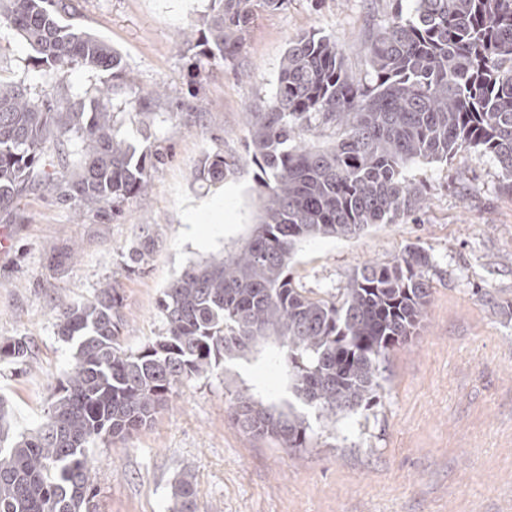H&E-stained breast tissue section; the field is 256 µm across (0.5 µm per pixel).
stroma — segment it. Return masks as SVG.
Instances as JSON below:
<instances>
[{
  "label": "stroma",
  "instance_id": "stroma-1",
  "mask_svg": "<svg viewBox=\"0 0 512 512\" xmlns=\"http://www.w3.org/2000/svg\"><path fill=\"white\" fill-rule=\"evenodd\" d=\"M68 21L119 52L141 94L161 91L144 116L121 114L117 135L165 156L153 187L120 216L75 217L49 196H31L8 225L0 251V342L35 343L26 371L0 360V397L13 427L43 420L51 389L75 347L57 334L61 304L90 299L100 283L116 288L122 342L137 350L164 331L156 303L191 261L240 245L259 216L261 175L247 148L246 114L268 101L284 54L315 32L336 41L347 64L366 72L358 46L384 21L392 0H288L258 11L233 62L195 68L182 34L201 27L211 0H73ZM35 54L0 20V78L37 74ZM234 167L223 181L200 180L206 156ZM424 188L419 219L379 224L357 239L302 242L291 266L298 287L329 298L364 265L412 245L432 258L423 322L380 368L370 406L328 423L301 407L308 447L258 441L227 416L231 394L287 407L293 395L279 347L224 362L175 390L154 424L95 460L99 512H170L180 472L195 479L198 512H512V192L495 160L462 151L445 163L410 166ZM224 210V232L187 236V203ZM159 245L142 269L128 253L142 225Z\"/></svg>",
  "mask_w": 512,
  "mask_h": 512
}]
</instances>
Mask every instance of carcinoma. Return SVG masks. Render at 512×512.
<instances>
[{
	"label": "carcinoma",
	"mask_w": 512,
	"mask_h": 512,
	"mask_svg": "<svg viewBox=\"0 0 512 512\" xmlns=\"http://www.w3.org/2000/svg\"><path fill=\"white\" fill-rule=\"evenodd\" d=\"M195 44L199 65L232 61L257 10L288 0H217ZM72 0H0V19L39 56L44 76L71 68L112 71V84L88 101H49L21 78L0 79V223L18 205L51 196L79 211L112 213L151 187L161 156L115 133V97L129 114L148 107L122 57L94 34L62 22ZM361 76L326 36H303L283 58L270 100L248 113L262 177L261 215L233 250L192 263L162 292L165 332L132 351L120 340V298L112 283L62 307L58 335L76 345L57 378L37 430L14 436L0 399V512H98L90 448L151 426L174 390L274 339L291 390L328 422L376 397L380 363L408 342L430 297L431 261L421 247L355 272L340 297L308 295L290 264L298 245L354 239L375 224L418 214L423 190L405 176L417 162H446L463 150L496 160L512 192V0H413L396 4L360 46ZM335 129L339 138L310 146L305 134ZM232 161L207 156L200 177L222 181ZM145 228L130 260L156 250ZM25 337L0 343V359L27 364ZM229 417L244 433L285 448H306L304 416L238 393ZM171 512H197L194 476L172 485Z\"/></svg>",
	"instance_id": "1"
}]
</instances>
